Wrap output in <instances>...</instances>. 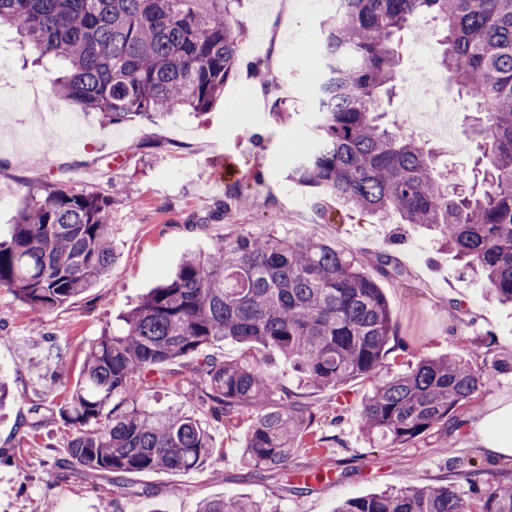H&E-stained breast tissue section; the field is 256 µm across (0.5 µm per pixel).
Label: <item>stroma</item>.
<instances>
[{"instance_id":"1","label":"stroma","mask_w":512,"mask_h":512,"mask_svg":"<svg viewBox=\"0 0 512 512\" xmlns=\"http://www.w3.org/2000/svg\"><path fill=\"white\" fill-rule=\"evenodd\" d=\"M283 3L242 0L237 7L245 36L236 75L212 112L154 123L104 126L98 112L57 93L55 68L35 64L29 43L13 30H0V98L9 103L0 111V232L8 231L27 194L44 184L103 195L116 181L131 188L111 208L116 259L90 292L38 316L0 291V378L11 392L0 409V449L23 459L18 467L0 464V512H196L202 499L213 496L265 500L277 512H334L346 498L457 482L462 467L512 470V459L493 457L467 425L449 429L447 438L434 434L406 447L367 443L359 414L371 381L346 384L352 400L343 407L337 390L298 386L288 363L260 347L255 359L270 368L277 384L298 389L315 411L287 470L244 466L242 440L262 409L209 419L195 398L192 370L203 359L199 352L171 364V376L154 396L162 406L208 419L216 452L205 470L89 471L64 452L73 429L58 409L77 382L89 342L165 280L185 252L229 232L284 225L324 239L367 267L377 254L391 253L402 274L378 280L400 341L387 356V372L404 371L426 355L462 351L475 337L481 344L473 348L474 363L512 351V308L489 301L485 281L463 272L434 232L381 221L332 199L315 203L287 180L288 164L310 134L311 75L302 56L319 50L321 23L332 9L298 0L297 10L288 12ZM439 39L440 24L430 19L406 30L404 76L385 108L407 132L439 148L440 170L476 186L483 167L466 130L477 115L438 65ZM262 64L277 82L275 93L252 76ZM277 101L294 112L290 123L271 119ZM38 129L55 130L61 148L37 149ZM256 134L261 144H254ZM256 168L263 178L247 198L214 215L227 188ZM51 338L68 349L55 380L44 360Z\"/></svg>"}]
</instances>
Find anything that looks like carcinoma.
<instances>
[{
  "label": "carcinoma",
  "instance_id": "obj_1",
  "mask_svg": "<svg viewBox=\"0 0 512 512\" xmlns=\"http://www.w3.org/2000/svg\"><path fill=\"white\" fill-rule=\"evenodd\" d=\"M233 2L0 0V27L62 65L56 87L65 99L100 112L106 124L152 122L208 112L224 94L241 47ZM426 16L442 23L448 82L484 115L472 130L485 159L477 193L449 191L437 152L385 120L382 96L400 74L402 34ZM322 34L311 142L290 169L292 181L313 198L434 229L484 277L491 299L512 304V0H339ZM260 179L257 170L229 187L215 212ZM126 194L124 184L110 196L47 185L30 196L0 237V290L44 313L93 288L115 259L107 220L114 197ZM375 270L402 275L388 253L376 257ZM395 337L381 288L353 257L305 234L226 233L185 253L172 277L90 341L77 386L59 407L74 430L69 456L111 473L204 468L213 454L209 428L188 411L151 403L141 385L215 342L274 350L302 385L376 380L360 411L362 431L402 446L448 430L490 375L512 372V353L478 368L447 355L380 381ZM46 359L55 376L66 349L51 340ZM194 382L199 403L226 418L273 394L271 376L247 357L209 354ZM313 420L311 406L281 388L244 437V465L286 468ZM198 512L277 510L236 497L205 499ZM335 512H512V472L464 469L456 484L347 498Z\"/></svg>",
  "mask_w": 512,
  "mask_h": 512
}]
</instances>
